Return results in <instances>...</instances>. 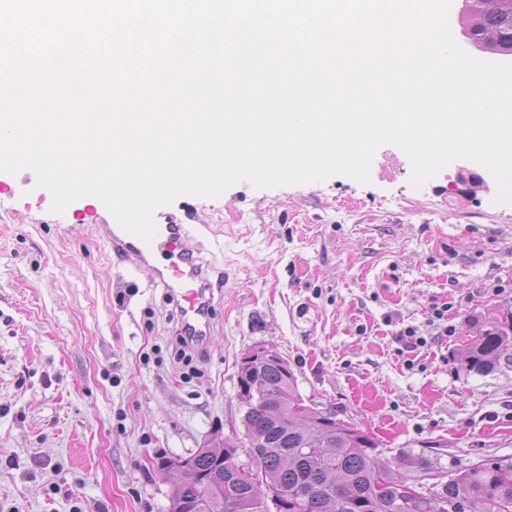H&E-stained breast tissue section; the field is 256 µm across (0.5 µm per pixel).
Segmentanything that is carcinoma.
Here are the masks:
<instances>
[{
    "label": "carcinoma",
    "mask_w": 512,
    "mask_h": 512,
    "mask_svg": "<svg viewBox=\"0 0 512 512\" xmlns=\"http://www.w3.org/2000/svg\"><path fill=\"white\" fill-rule=\"evenodd\" d=\"M464 34L490 55H512V0H472L459 13ZM477 332L468 338L465 368L484 372L512 351V309L495 316L476 315ZM241 386L259 382L266 397L245 414L247 433L264 447L224 448L232 456L259 453L263 480L237 491L232 476H223L224 502L210 512H270L272 492L288 493L284 512H512V462L485 459L440 480L428 500L408 498L402 484L409 477L437 478L443 471L427 461H410L402 473L380 459V442L361 424L343 419L322 425L295 412L302 399L296 377L273 361L248 374L238 372ZM192 471L173 474L175 506L205 496L202 479L223 471L210 449L192 453Z\"/></svg>",
    "instance_id": "1"
}]
</instances>
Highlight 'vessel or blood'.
Instances as JSON below:
<instances>
[{"instance_id": "1", "label": "vessel or blood", "mask_w": 512, "mask_h": 512, "mask_svg": "<svg viewBox=\"0 0 512 512\" xmlns=\"http://www.w3.org/2000/svg\"><path fill=\"white\" fill-rule=\"evenodd\" d=\"M100 236L113 256L137 257L149 273L150 286L166 288L179 297V313L184 328L195 336H209L213 297L204 278L203 268L194 253L196 230L183 223L160 224L151 240L125 231L120 225H98Z\"/></svg>"}]
</instances>
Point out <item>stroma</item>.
Here are the masks:
<instances>
[{"mask_svg":"<svg viewBox=\"0 0 512 512\" xmlns=\"http://www.w3.org/2000/svg\"><path fill=\"white\" fill-rule=\"evenodd\" d=\"M410 174L384 145L366 184L241 181L157 209L159 224L212 225L197 257L229 277L184 364L175 300L94 228L106 206L85 196L55 214L31 170L0 172V512H168L158 457L231 434L238 362L257 344L383 459L451 474L512 459V354L463 366L468 318L512 308V204L452 164L419 188Z\"/></svg>","mask_w":512,"mask_h":512,"instance_id":"35a3bbf8","label":"stroma"}]
</instances>
